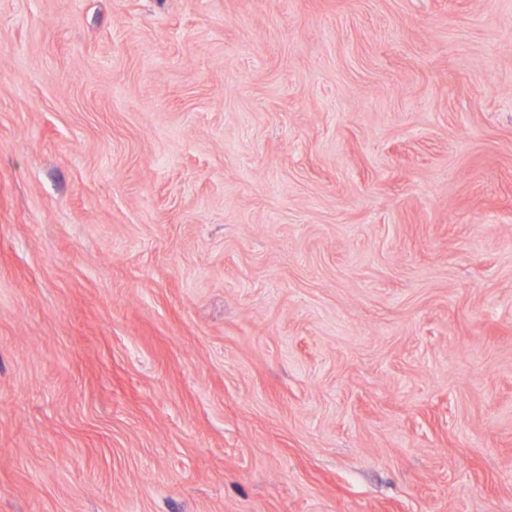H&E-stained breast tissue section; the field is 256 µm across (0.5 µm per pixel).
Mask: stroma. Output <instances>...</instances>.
Here are the masks:
<instances>
[{
  "label": "stroma",
  "instance_id": "35a3bbf8",
  "mask_svg": "<svg viewBox=\"0 0 512 512\" xmlns=\"http://www.w3.org/2000/svg\"><path fill=\"white\" fill-rule=\"evenodd\" d=\"M0 512H512V0H0Z\"/></svg>",
  "mask_w": 512,
  "mask_h": 512
}]
</instances>
